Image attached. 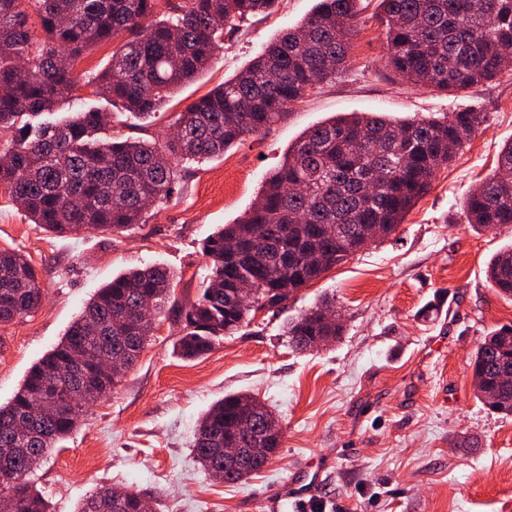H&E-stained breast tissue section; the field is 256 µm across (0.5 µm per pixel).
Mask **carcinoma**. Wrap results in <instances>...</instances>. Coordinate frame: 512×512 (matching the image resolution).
Returning <instances> with one entry per match:
<instances>
[{
	"mask_svg": "<svg viewBox=\"0 0 512 512\" xmlns=\"http://www.w3.org/2000/svg\"><path fill=\"white\" fill-rule=\"evenodd\" d=\"M278 0H0V188L29 220L59 236L82 230L120 236L144 222L148 204L172 199L184 164L224 153L243 137L269 128L288 108L350 64L358 29L357 0H318L299 25L264 46L252 63L179 113L176 131L162 142L101 136L102 113L74 112L57 121L21 122L53 114L77 98L78 83L140 116L154 113L184 83L205 72L223 48L224 30L250 16L271 12ZM387 66L409 82L459 93L498 77V52L512 49V0H381ZM40 28L42 38L34 35ZM121 35L109 69L77 80L76 63L93 47ZM485 122L470 108L443 119L393 120L375 112L350 113L306 130L288 147L255 202L233 224L209 236L204 252L210 274L182 312L175 343L188 360L211 352L249 312L276 307L360 249L369 229L394 234L430 189L436 172ZM463 209L476 230L512 226V141L496 167L468 193ZM257 290L248 303L236 299L237 281ZM487 279L512 298V245L500 249ZM172 276L146 267L123 273L86 304L60 343L29 370L18 392L0 405V461L9 463L14 512H49L31 484L35 464L70 435L86 406L105 397L119 375L104 368L117 359L133 367L154 326L138 315L152 303L158 318L168 302ZM43 300L25 255L0 250V327L38 308ZM324 301L288 328L299 351L317 349L340 335L341 325L322 317ZM512 363V326L487 332L471 364L481 393L497 387L490 410L512 416V382L502 384ZM73 390L75 411L56 407ZM42 422L19 425L35 401ZM272 422L266 452L244 469L224 467V444L248 447L249 416ZM282 430L257 398L239 394L215 402L202 416L193 451L208 471L236 484L271 462ZM78 512H141L140 495L100 488Z\"/></svg>",
	"mask_w": 512,
	"mask_h": 512,
	"instance_id": "obj_1",
	"label": "carcinoma"
}]
</instances>
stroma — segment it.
Masks as SVG:
<instances>
[{
	"label": "stroma",
	"instance_id": "1",
	"mask_svg": "<svg viewBox=\"0 0 512 512\" xmlns=\"http://www.w3.org/2000/svg\"><path fill=\"white\" fill-rule=\"evenodd\" d=\"M379 3L360 0L346 71L265 133L187 164L178 194L150 207L146 222L123 236L48 233L0 189V250L24 254L44 291L36 311L0 328L1 405L102 285L145 264L176 276L136 364L38 465L35 484L51 512H77L99 487L132 489L157 512H273L278 500L285 512H512V417L478 399L470 368L485 334L512 325V301L486 276L490 259L512 243V227L478 232L463 212L470 189L512 139V71L458 94L400 80L385 63ZM315 5L280 0L271 14L225 32L215 63L155 115L114 111L85 87L73 108L109 113V134L163 140L186 106L246 67ZM470 106L483 111L484 124L437 172L395 234L368 244L284 306L252 313L204 358L175 354L178 313L208 274L203 241L244 214L304 131L352 112L425 118ZM326 296L335 300L342 336L314 351L295 350L287 322ZM236 393L265 403L282 439L262 473L227 484L196 462L192 445L202 414Z\"/></svg>",
	"mask_w": 512,
	"mask_h": 512
}]
</instances>
